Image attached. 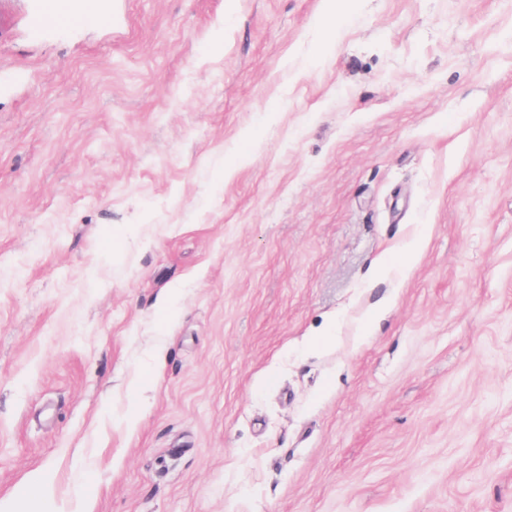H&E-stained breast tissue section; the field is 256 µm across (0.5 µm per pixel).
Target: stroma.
Here are the masks:
<instances>
[{"label": "stroma", "instance_id": "stroma-1", "mask_svg": "<svg viewBox=\"0 0 512 512\" xmlns=\"http://www.w3.org/2000/svg\"><path fill=\"white\" fill-rule=\"evenodd\" d=\"M64 2L0 0V497L512 512V0ZM54 489L45 473L35 471L30 473L22 483L19 492L0 499L1 512H23L19 510L21 505L31 498H38L53 504L52 509H58L54 501Z\"/></svg>", "mask_w": 512, "mask_h": 512}]
</instances>
